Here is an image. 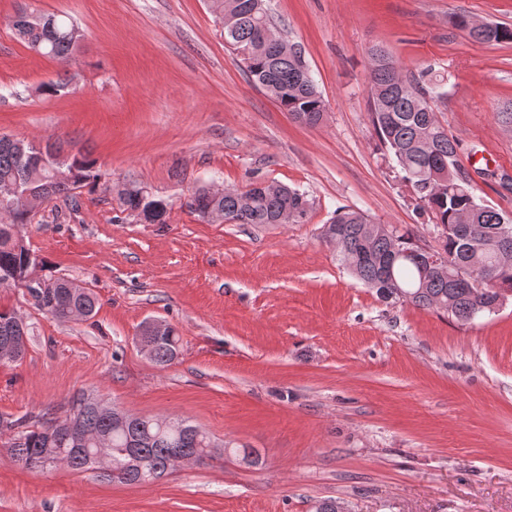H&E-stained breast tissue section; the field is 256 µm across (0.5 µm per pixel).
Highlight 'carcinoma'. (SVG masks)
<instances>
[{
	"instance_id": "cac0c4a2",
	"label": "carcinoma",
	"mask_w": 512,
	"mask_h": 512,
	"mask_svg": "<svg viewBox=\"0 0 512 512\" xmlns=\"http://www.w3.org/2000/svg\"><path fill=\"white\" fill-rule=\"evenodd\" d=\"M263 0H207L217 22L223 24L224 42L237 53L249 56L246 73L249 80L263 89L274 101L303 124H319L326 104L303 56L282 53L262 38V28L271 25L268 9L254 8ZM14 36L30 50L69 63L75 42L71 37L77 24L69 17L45 16L37 11L24 22H10ZM512 40V29L496 25L481 42L500 44ZM369 111L376 133L395 159L402 179L409 184L417 208L428 214L440 231L439 250L448 255L456 268L474 275L481 284L463 288L449 273H441L422 261L424 249L395 230L378 224L362 213L343 208L323 225V240L334 246L342 263L363 285L373 288L386 301L409 303L423 309H441L461 322H470L487 307L512 293V234L499 239L504 224L502 211L485 204L468 172L458 161L459 142L448 135L439 123L433 103L438 81L423 80L405 73L381 47L368 51ZM63 147V141L37 145L31 141L0 146V189L7 184H22L36 195L46 191L51 197H71L73 190L94 185L101 179L97 162L90 154L77 150L72 155L70 176L58 178L44 165H32L35 154H49ZM125 211L151 224H164L169 203L154 195L130 193L120 198ZM199 219L212 223V213L235 224H283L285 207L301 209L306 220L313 207L310 195L284 185L272 193L252 189L246 192L226 189L215 198L204 194L183 203ZM32 211L21 196L0 195V273L21 270L28 250L16 243L21 228L31 223ZM96 296L82 290L74 297L55 296L40 308L59 321L80 310L94 314ZM180 336L174 328L153 347L151 359L158 365L172 363L178 355ZM79 425L89 438H103L112 445V465L126 469L129 441L138 442L140 459L145 467L164 474L169 469L172 436L161 430L163 418L141 415L120 425L97 409L86 407L78 417ZM20 428L10 452L16 461L27 464L31 459L42 466H66L73 470L88 467L86 458L73 450V444L47 443L46 428L29 426L25 416L14 420ZM198 438L182 442L203 459L211 457L207 433L189 422Z\"/></svg>"
}]
</instances>
